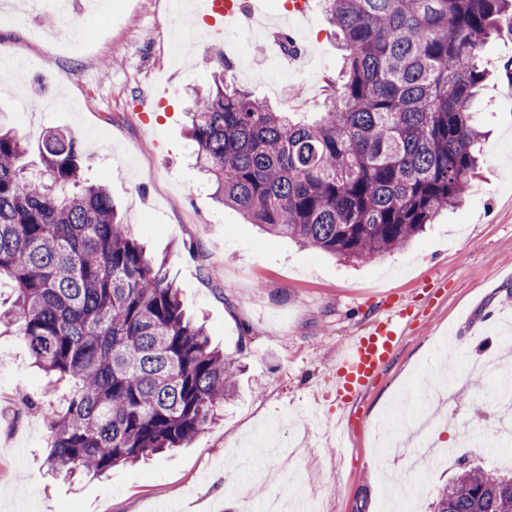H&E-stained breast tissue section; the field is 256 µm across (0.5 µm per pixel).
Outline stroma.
<instances>
[{
    "label": "stroma",
    "mask_w": 512,
    "mask_h": 512,
    "mask_svg": "<svg viewBox=\"0 0 512 512\" xmlns=\"http://www.w3.org/2000/svg\"><path fill=\"white\" fill-rule=\"evenodd\" d=\"M97 5V34L83 51L59 53L31 39L49 29L50 7L25 26L0 28V124L27 137L30 166L48 128L77 134L89 179L105 180L120 216L150 254L165 260L187 311L214 346L245 345L239 393L222 420L189 447L104 477L69 484L46 474L45 419L19 411L15 395L44 392L26 342L0 330V512H258L268 497L317 500L319 512H395L374 468V432L397 397L431 384L449 365L481 363L472 382L452 380L449 403H417L408 413L435 429L458 458L490 464L512 455V439L473 418L471 408L505 394L500 323L512 324V82L499 67L512 56V32L486 46L490 78L474 102L488 133L481 169L464 205L438 215L404 249L350 265L311 247L262 232L235 209L217 205L195 164L184 111L192 90L207 87L225 46L200 36L180 60L155 30L197 20L170 12L167 0H74ZM317 64L286 71L304 85L302 112L322 103L343 52L312 0ZM154 104L147 120L135 110ZM412 314L394 358L349 404H341L336 359L348 337L368 330L392 308ZM343 421L350 438L337 447ZM464 437L487 444L485 456L458 447Z\"/></svg>",
    "instance_id": "obj_1"
}]
</instances>
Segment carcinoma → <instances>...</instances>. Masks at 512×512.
Wrapping results in <instances>:
<instances>
[{
  "mask_svg": "<svg viewBox=\"0 0 512 512\" xmlns=\"http://www.w3.org/2000/svg\"><path fill=\"white\" fill-rule=\"evenodd\" d=\"M345 46L321 111L274 108L239 87L225 60L194 92L189 134L215 199L267 233L349 262L398 251L456 207L478 169L472 104L486 45L512 0H323ZM0 126V282L34 364L64 383L43 412L52 474L98 476L182 448L224 416L243 349L211 346L179 288L118 218L107 187L83 177L78 138ZM431 512H512V467L461 463Z\"/></svg>",
  "mask_w": 512,
  "mask_h": 512,
  "instance_id": "cac0c4a2",
  "label": "carcinoma"
}]
</instances>
